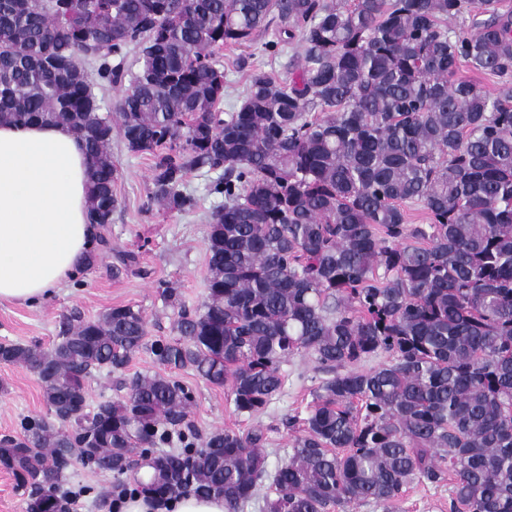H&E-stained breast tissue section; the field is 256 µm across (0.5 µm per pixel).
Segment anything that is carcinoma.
Segmentation results:
<instances>
[{
  "instance_id": "carcinoma-1",
  "label": "carcinoma",
  "mask_w": 512,
  "mask_h": 512,
  "mask_svg": "<svg viewBox=\"0 0 512 512\" xmlns=\"http://www.w3.org/2000/svg\"><path fill=\"white\" fill-rule=\"evenodd\" d=\"M462 19L470 32L451 33ZM276 25L301 42L291 77L251 72L222 112L225 45ZM138 67H125L129 50ZM499 78L493 93L460 63ZM129 88L102 112L98 80ZM68 126L89 159L91 223H112L120 137L153 157L152 197L195 207L210 191L208 294L148 341L131 306L80 320L48 348L0 343L31 369L47 411L0 437V469L27 512H69L75 463L123 496L222 497L239 512H344L414 483L451 482L450 512H512V9L500 0H0V124ZM417 204L430 223H406ZM146 349L192 369L253 416L281 393V365L315 363L275 469L267 429L201 434L192 390L159 373L88 403L86 382ZM383 355L368 370L355 365Z\"/></svg>"
}]
</instances>
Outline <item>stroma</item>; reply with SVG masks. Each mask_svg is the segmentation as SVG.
<instances>
[{
  "label": "stroma",
  "instance_id": "stroma-1",
  "mask_svg": "<svg viewBox=\"0 0 512 512\" xmlns=\"http://www.w3.org/2000/svg\"><path fill=\"white\" fill-rule=\"evenodd\" d=\"M275 28L260 32L251 47H224L217 55L225 74L221 110L237 106L249 75L255 68L271 71L288 79L286 64L299 52V45L282 47ZM112 159L119 176L112 187L119 206L112 222L100 227V243L95 247L94 264L73 281L53 290L35 306L0 304V342L39 343L50 346L63 328L76 318L97 317L116 305L140 309L149 323L151 337H173L175 312L164 301L160 286L176 288L187 308L199 307L206 296L210 277L206 250L210 214L224 199L209 190L214 176L202 171L187 174L182 190L196 200L187 212L169 211L151 199L150 156L129 152L121 138L112 140ZM134 256L132 265H123L125 256ZM285 385L282 394L257 417L237 414L224 388L210 385L192 369L174 370L194 395L191 419L201 431L245 429L253 423L272 427L273 443L266 450L269 467H276L288 450L289 435L282 422L303 411L311 400L314 375L309 358L297 357L284 363ZM42 388L29 369L0 364V435L16 431L26 416L45 413ZM449 486L414 485L399 499L384 505L361 504L353 512H448Z\"/></svg>",
  "mask_w": 512,
  "mask_h": 512
}]
</instances>
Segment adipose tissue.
<instances>
[{
    "label": "adipose tissue",
    "mask_w": 512,
    "mask_h": 512,
    "mask_svg": "<svg viewBox=\"0 0 512 512\" xmlns=\"http://www.w3.org/2000/svg\"><path fill=\"white\" fill-rule=\"evenodd\" d=\"M88 167L66 126L0 125V303L36 305L85 267Z\"/></svg>",
    "instance_id": "obj_1"
}]
</instances>
